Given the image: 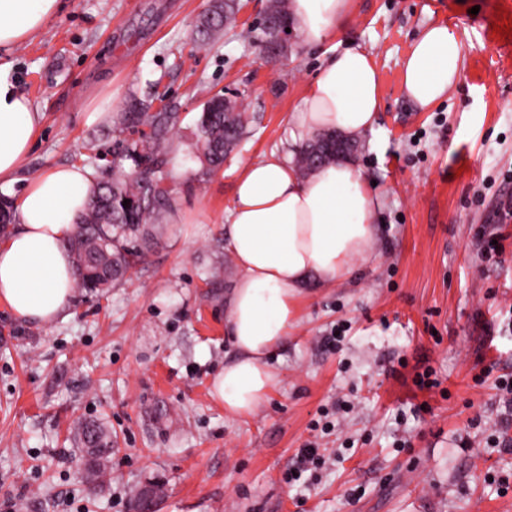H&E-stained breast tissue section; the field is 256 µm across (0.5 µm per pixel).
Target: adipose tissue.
<instances>
[{"label":"adipose tissue","instance_id":"obj_1","mask_svg":"<svg viewBox=\"0 0 512 512\" xmlns=\"http://www.w3.org/2000/svg\"><path fill=\"white\" fill-rule=\"evenodd\" d=\"M59 0H0V48L25 42L45 27ZM352 0H290L289 16L304 45L325 44L351 20ZM461 45L448 26L432 24L414 41L403 69L407 96L429 107L447 96L461 70ZM381 105L370 55L349 47L310 82L288 117V153L246 164L224 211L226 247L239 276L228 299L226 334L233 358L210 380V395L229 414H254L273 388L272 358L313 280L351 276L368 260L379 198L348 161L302 175L293 157L301 144L333 130L354 136L371 129ZM40 115L0 64V185H11L30 153ZM98 178L81 165L49 168L14 203L12 233L0 240V303L28 323L63 318L74 298L75 270L65 247Z\"/></svg>","mask_w":512,"mask_h":512}]
</instances>
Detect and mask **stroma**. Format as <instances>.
I'll return each mask as SVG.
<instances>
[{
  "label": "stroma",
  "instance_id": "1",
  "mask_svg": "<svg viewBox=\"0 0 512 512\" xmlns=\"http://www.w3.org/2000/svg\"><path fill=\"white\" fill-rule=\"evenodd\" d=\"M210 0H61L46 28L0 63L42 119L21 183L56 165L98 178L134 173L140 131L88 126L87 94L110 88L112 110L159 97L179 120L167 167L174 211L144 261L100 295L76 292L70 317L27 325L0 305V512H132L146 482L157 512H512V420L496 388L512 379V39L496 36L512 0H353L327 49L359 47L380 75L381 109L357 137L354 164L382 199L368 262L353 278L310 283L277 349L278 380L257 412L227 414L209 380L233 353L226 299L238 271L224 247V210L247 163L288 145V115L327 62L290 38L264 58L257 23L267 0H239L232 26L200 42ZM462 49L446 99L420 108L403 62L430 24ZM237 95L250 132L216 172L200 160L208 96ZM502 253L488 258L483 241ZM220 268L218 286L208 275ZM345 336L338 350L321 340ZM439 382L420 391L418 373ZM351 410L320 440L325 463L284 474L310 424ZM112 434L103 483L83 470L74 428Z\"/></svg>",
  "mask_w": 512,
  "mask_h": 512
}]
</instances>
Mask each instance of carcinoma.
I'll use <instances>...</instances> for the list:
<instances>
[{
  "instance_id": "cac0c4a2",
  "label": "carcinoma",
  "mask_w": 512,
  "mask_h": 512,
  "mask_svg": "<svg viewBox=\"0 0 512 512\" xmlns=\"http://www.w3.org/2000/svg\"><path fill=\"white\" fill-rule=\"evenodd\" d=\"M236 0H214L197 25V38H214L235 22ZM178 115L167 107H152V102L133 99L123 122L149 129L141 150L135 153L137 170L130 180L112 177L98 183L90 202L75 221L77 231L68 242L76 272L77 288L94 293L112 287L134 259L143 255L148 244V227L171 206V195L162 186V168L167 163L166 140ZM202 154L208 169L219 170L224 158L248 134L247 114L236 109L224 96L208 98L199 120ZM336 154L318 156L311 146L296 155L303 174L313 172ZM128 205H123L124 200ZM75 441L84 449L85 470L97 477L112 456V437L96 421L79 423Z\"/></svg>"
}]
</instances>
